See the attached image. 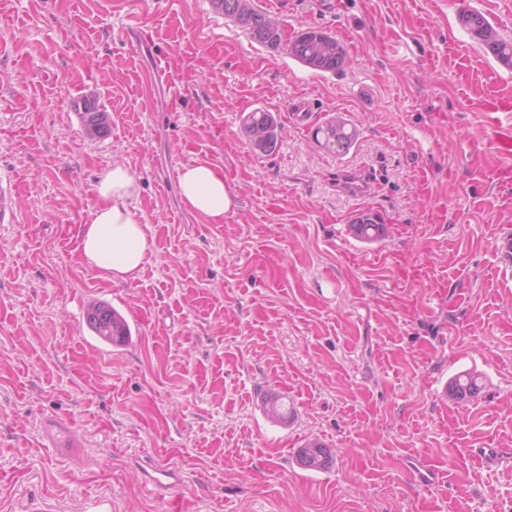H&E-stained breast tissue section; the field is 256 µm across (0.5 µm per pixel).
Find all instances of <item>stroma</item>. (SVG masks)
Masks as SVG:
<instances>
[{
  "label": "stroma",
  "mask_w": 512,
  "mask_h": 512,
  "mask_svg": "<svg viewBox=\"0 0 512 512\" xmlns=\"http://www.w3.org/2000/svg\"><path fill=\"white\" fill-rule=\"evenodd\" d=\"M171 11L198 56L224 40L176 112L130 80L150 58L121 36ZM276 19L288 40L336 37L344 71L260 45L210 0H0V177L20 214L0 224V512H512V460L472 455L512 448V67L456 0H288ZM89 94L110 115L92 140ZM256 110L281 128L266 153L244 132ZM335 115L359 130L341 156L314 139ZM167 156L223 169V223L157 175ZM116 163L153 238L118 283L78 239ZM357 165L377 174L361 199L337 189ZM366 213L384 226L370 244L348 233ZM95 301L123 309L126 346L95 338ZM465 371L481 393L449 400ZM47 416L72 423L73 457L42 445ZM309 441L324 472L299 462ZM150 459L183 486L155 495Z\"/></svg>",
  "instance_id": "1"
}]
</instances>
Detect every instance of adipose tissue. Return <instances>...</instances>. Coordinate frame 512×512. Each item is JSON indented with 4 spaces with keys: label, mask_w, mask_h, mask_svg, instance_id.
<instances>
[{
    "label": "adipose tissue",
    "mask_w": 512,
    "mask_h": 512,
    "mask_svg": "<svg viewBox=\"0 0 512 512\" xmlns=\"http://www.w3.org/2000/svg\"><path fill=\"white\" fill-rule=\"evenodd\" d=\"M135 191L136 181L129 170L113 166L97 187L100 206L79 231L83 257L115 282L134 277L150 247L147 227L131 209ZM178 191L187 207L216 222L223 220L232 205L223 172L206 161L183 167Z\"/></svg>",
    "instance_id": "ef3b65f1"
}]
</instances>
